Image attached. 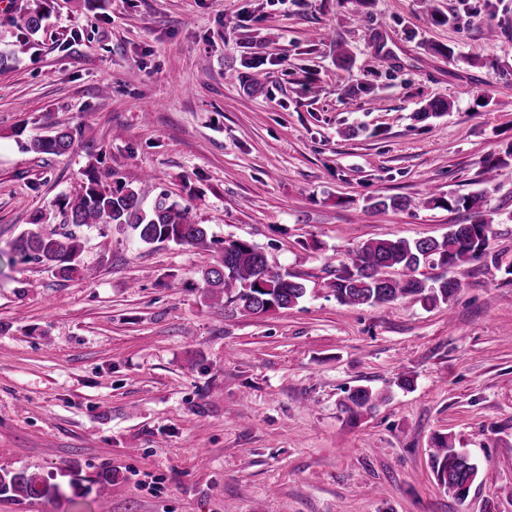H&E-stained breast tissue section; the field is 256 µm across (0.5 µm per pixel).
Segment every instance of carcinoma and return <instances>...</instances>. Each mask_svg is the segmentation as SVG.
Listing matches in <instances>:
<instances>
[{"mask_svg":"<svg viewBox=\"0 0 512 512\" xmlns=\"http://www.w3.org/2000/svg\"><path fill=\"white\" fill-rule=\"evenodd\" d=\"M52 0H41L35 7L25 6L11 18L12 27L30 37L45 26ZM30 148L40 154L63 155L80 149L89 159L83 171L82 191L60 197L57 205L67 223L77 227L95 228L103 233L114 225L128 226L138 240L146 245L220 246L221 260L203 274V290L212 300L228 301L251 313L271 309H288L307 293L303 281L272 268L266 256L253 244L240 239L207 240L208 232L191 218V206L162 192L154 203L145 208L137 191L117 177V173L101 171L102 154L94 144L79 143L71 131L60 129L54 134L32 141ZM483 193L430 196L434 205L450 211L471 212L467 224H451L440 240L419 238L371 239L355 253L352 265L336 273L330 284L336 301L342 305H382L408 296L420 298L434 307L448 302L460 288L458 281L445 275L427 277L423 267L448 268L480 258L492 235L491 225L480 215ZM406 197H377L368 205L372 211L404 210L411 206ZM43 216L32 218L31 227L11 243V251L23 262H35L53 270L62 279L78 275L94 278V271L81 264V244L73 232L48 230ZM376 398L367 387L350 391L343 403L344 410L356 419L370 409ZM430 466L440 486L448 493L471 486L477 465L469 457L448 444L441 434L432 440ZM12 493L25 499H60L65 496L61 484L25 470L0 473V495Z\"/></svg>","mask_w":512,"mask_h":512,"instance_id":"cac0c4a2","label":"carcinoma"}]
</instances>
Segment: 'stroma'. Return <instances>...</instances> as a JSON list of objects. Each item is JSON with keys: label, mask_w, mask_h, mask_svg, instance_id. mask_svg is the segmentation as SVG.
I'll return each instance as SVG.
<instances>
[{"label": "stroma", "mask_w": 512, "mask_h": 512, "mask_svg": "<svg viewBox=\"0 0 512 512\" xmlns=\"http://www.w3.org/2000/svg\"><path fill=\"white\" fill-rule=\"evenodd\" d=\"M9 17L0 469L88 493L2 495L0 512H512V0H55L30 39ZM432 99L450 112L417 120ZM59 128L144 202L168 192L216 238L257 246L306 298L261 314L212 301L217 247L136 246L128 228L77 229L90 281L13 261L32 214L62 229L55 201L81 189L84 152L22 148ZM429 189L484 192L493 229L450 269L451 301L337 303L329 284L362 243L468 222ZM380 196L413 204L370 211ZM359 386L380 399L353 420L341 402ZM438 434L478 466L466 499L430 468ZM105 469L111 489H91Z\"/></svg>", "instance_id": "35a3bbf8"}]
</instances>
